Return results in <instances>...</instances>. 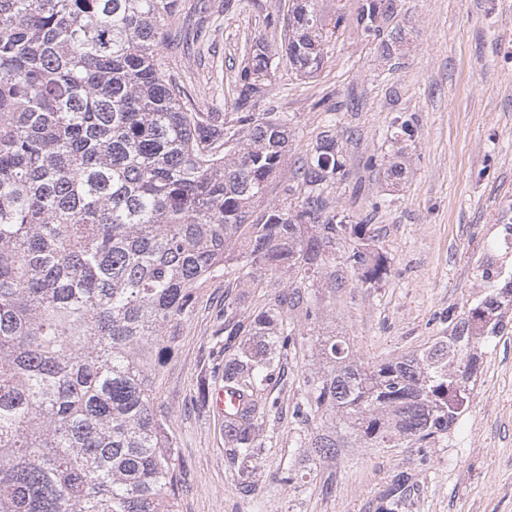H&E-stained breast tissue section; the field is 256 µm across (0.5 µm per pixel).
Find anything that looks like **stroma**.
<instances>
[{"label": "stroma", "mask_w": 512, "mask_h": 512, "mask_svg": "<svg viewBox=\"0 0 512 512\" xmlns=\"http://www.w3.org/2000/svg\"><path fill=\"white\" fill-rule=\"evenodd\" d=\"M200 48L163 47L189 108L234 110V86L256 41L274 53L269 85L255 106L291 118L283 169L265 201L283 197L292 174L319 143L333 137L343 164L333 206L347 222L371 219L376 249L387 255L379 284L323 281L304 287L323 316L303 326L274 386L280 413L274 437L255 462L250 493L227 463L224 424L200 405L224 343V303L251 311L287 288L264 292L218 273L197 291L173 355L158 380L159 402L176 440L178 512H375L381 486L394 474L414 476L403 512H512V331L494 338L459 424L431 448H342L312 463L291 417L304 378L317 361L314 339L349 338L357 356L377 363L417 353L484 297L480 268L494 241L512 231V0H394L380 35L339 29L317 77L301 78L282 58L288 0H209ZM411 121L412 139L391 137L396 118ZM401 163V179L390 177ZM427 465H420V457ZM298 474L280 484L281 470Z\"/></svg>", "instance_id": "obj_1"}]
</instances>
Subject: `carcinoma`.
<instances>
[{"label":"carcinoma","mask_w":512,"mask_h":512,"mask_svg":"<svg viewBox=\"0 0 512 512\" xmlns=\"http://www.w3.org/2000/svg\"><path fill=\"white\" fill-rule=\"evenodd\" d=\"M178 0H0V512H176L175 441L157 379L174 353L195 291L228 260L262 288L275 276L347 271L381 282L388 258L371 225L329 209L342 168L326 138L293 173L282 203L261 212L288 152L286 112H255L271 69L257 48L232 117L184 107L161 68ZM382 4L364 0L355 27L378 31ZM288 65L310 78L333 27L314 0H292ZM298 193L302 200L288 202ZM345 249L343 261L336 251ZM512 302L492 288L420 355L357 358L342 336H318L293 416L326 420L307 456L338 448L429 447L448 435L475 387L469 337ZM319 315L289 285L258 311L224 307L221 381L243 399L224 417L229 462L243 482L263 452L264 397L299 335L290 315ZM412 474H395L376 512H401Z\"/></svg>","instance_id":"1"}]
</instances>
